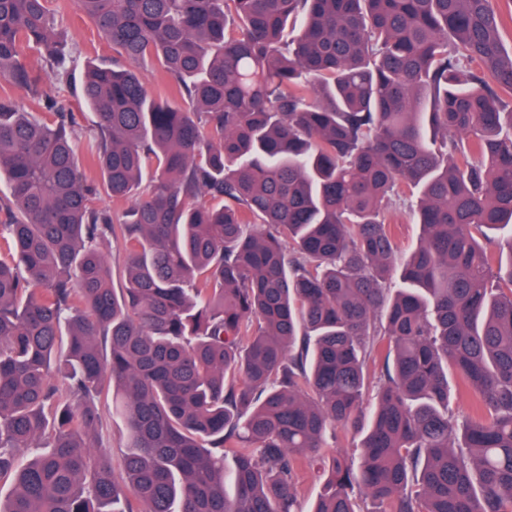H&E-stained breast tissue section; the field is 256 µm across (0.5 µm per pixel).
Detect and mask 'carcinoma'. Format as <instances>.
I'll return each mask as SVG.
<instances>
[{
	"label": "carcinoma",
	"instance_id": "carcinoma-1",
	"mask_svg": "<svg viewBox=\"0 0 512 512\" xmlns=\"http://www.w3.org/2000/svg\"><path fill=\"white\" fill-rule=\"evenodd\" d=\"M50 2L0 0V79L27 90L0 96V512H300L306 475L310 512H512L493 0H75L113 52L87 68L84 165L28 62L72 74ZM106 392L119 474L91 437ZM338 427L357 469L323 456ZM393 217L398 226L399 252L397 255L400 257L416 246L420 230L417 224H413L410 209L402 202H397ZM360 439L361 437L359 435L352 433L346 434L338 428L336 430V442L328 437L323 451L327 457L333 456L336 452L345 451L346 458L351 464L357 466L361 458Z\"/></svg>",
	"mask_w": 512,
	"mask_h": 512
}]
</instances>
